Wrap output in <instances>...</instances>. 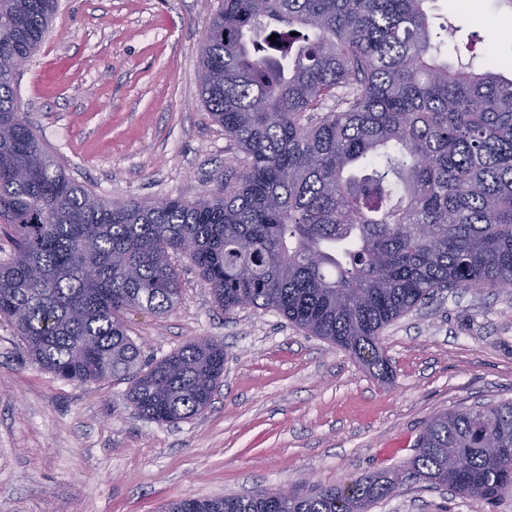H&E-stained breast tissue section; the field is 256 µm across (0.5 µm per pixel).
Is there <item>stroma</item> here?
I'll return each mask as SVG.
<instances>
[{
  "mask_svg": "<svg viewBox=\"0 0 512 512\" xmlns=\"http://www.w3.org/2000/svg\"><path fill=\"white\" fill-rule=\"evenodd\" d=\"M219 0H58L18 76L29 123L78 182L107 199L193 200L243 155L206 110L199 55ZM432 28L512 62V12L427 0ZM165 315L132 311L144 359L202 337L224 343L211 406L175 425L127 404L131 379L71 383L26 359L0 319V512H164L176 500L346 486L404 470L436 413L512 401V289H444L387 326L380 378L273 311L219 310L190 265ZM370 512H512L405 474Z\"/></svg>",
  "mask_w": 512,
  "mask_h": 512,
  "instance_id": "stroma-1",
  "label": "stroma"
}]
</instances>
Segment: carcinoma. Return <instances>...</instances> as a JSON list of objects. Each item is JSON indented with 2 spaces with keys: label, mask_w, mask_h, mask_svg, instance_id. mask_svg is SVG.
<instances>
[{
  "label": "carcinoma",
  "mask_w": 512,
  "mask_h": 512,
  "mask_svg": "<svg viewBox=\"0 0 512 512\" xmlns=\"http://www.w3.org/2000/svg\"><path fill=\"white\" fill-rule=\"evenodd\" d=\"M425 2L221 0L199 86L246 166L209 195L156 204L104 200L49 154L10 59L35 53L57 0H0V234L11 243L0 318L30 361L79 384L131 374L129 404L176 424L211 404L224 344L192 341L147 363L125 315L171 312L181 260L224 312L273 310L382 377L380 334L436 291L512 288L508 64L439 61ZM487 438L509 452L488 456ZM418 446L414 477L497 499L512 490V401L437 413ZM398 483L369 474L286 500L262 491L167 512H369Z\"/></svg>",
  "instance_id": "obj_1"
}]
</instances>
